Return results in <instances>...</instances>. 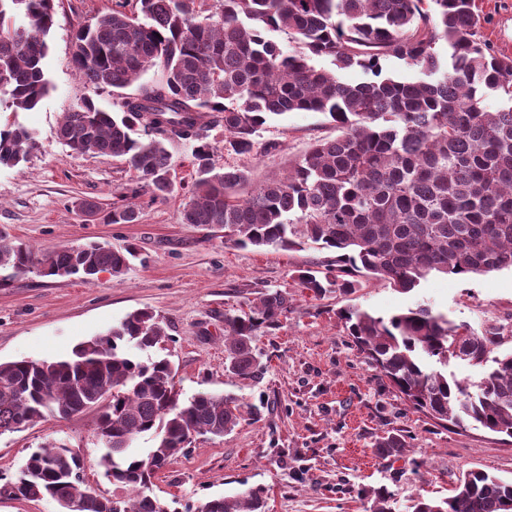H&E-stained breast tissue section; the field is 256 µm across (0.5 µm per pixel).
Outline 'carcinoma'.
<instances>
[{
    "mask_svg": "<svg viewBox=\"0 0 512 512\" xmlns=\"http://www.w3.org/2000/svg\"><path fill=\"white\" fill-rule=\"evenodd\" d=\"M133 2L132 14L114 9L79 27L73 45L79 75L118 93V110L85 99L58 129L74 152L119 158L143 180L113 204L111 223L135 222L143 194L152 202L172 194L166 143L185 140L195 170L182 223L222 227L243 247L335 253L325 271L299 273L317 296L352 290L357 273L407 293L432 274L512 270V56L480 39L475 0H220L215 17L204 14V0ZM55 15V0H0V82L14 112L36 108L52 89L45 59ZM276 31L288 34L291 50L268 37ZM319 57L371 79L346 83L316 67ZM392 59L416 75L387 73ZM151 67L159 77L141 82ZM491 93L501 101L493 112L484 104ZM289 112H320L341 134L315 141L287 175L240 196L249 171L215 166L208 129L224 128L225 149L250 156L258 131ZM138 127L147 139L134 137ZM36 148L25 127L0 129V167L18 166ZM136 257L132 247L100 243L37 251L0 232V269L19 275L120 277ZM289 307L288 293L276 290L250 302L248 313L224 316L226 372L260 371L255 333ZM340 315L359 353L415 410L445 428L512 438V351L499 353L512 324L488 321L459 337L457 325L422 304L387 318L356 308ZM165 337L151 312L136 310L68 359L0 363V436L93 408L103 475L129 495L91 491L80 457L60 440L32 452L5 491L59 504L78 499L81 512H177L152 494V479L190 436L222 437L242 411L235 398L209 391L181 399L168 359L134 354ZM451 360L481 368L479 381L457 379ZM149 432L156 444L147 457L132 453ZM377 447L398 454L407 445L389 435ZM266 499L264 488L249 487L185 512H266ZM370 501L368 512H398L384 488ZM404 512H512V480L470 470L448 497H412Z\"/></svg>",
    "mask_w": 512,
    "mask_h": 512,
    "instance_id": "cac0c4a2",
    "label": "carcinoma"
}]
</instances>
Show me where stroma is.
Segmentation results:
<instances>
[{"instance_id":"35a3bbf8","label":"stroma","mask_w":512,"mask_h":512,"mask_svg":"<svg viewBox=\"0 0 512 512\" xmlns=\"http://www.w3.org/2000/svg\"><path fill=\"white\" fill-rule=\"evenodd\" d=\"M119 5L57 0L45 60L50 94L30 111L0 110L1 125H22L38 141L26 162L0 167V230L39 250L97 241L116 249L134 246L139 258L120 277L103 271L87 281L34 272L0 282V363L70 356L78 343L128 313L152 311L167 333L156 354L174 364L183 397L230 393L243 407L232 431L220 438L194 436L158 473L152 492L167 501L192 503L261 485L268 491V512H365L373 489H387L403 503L418 494L450 495L469 469L511 478L512 438L484 429H445L415 411L359 354L339 312L358 307L386 317L425 304L475 328L488 320L512 323V271L434 275L408 293L360 274L351 292L315 296L300 286L298 272L331 259V252L243 248L225 240L223 230L182 223L194 179L192 147L183 141L166 144L173 194L162 202L141 196L134 223L108 222L119 194L137 184L136 173L120 159L73 152L59 141L57 128L64 112L84 98L112 108L111 90L94 89L76 72L73 34L77 25ZM478 6L485 17L482 38L512 55V0H478ZM336 134L321 113L291 112L264 125L260 148L248 157L224 150L223 129L211 130L209 139L217 148L216 166L247 168L254 187L286 174L312 142ZM84 200L99 203L96 216H83L78 204ZM275 290L288 293L291 306L253 341L262 375L228 376L225 316ZM95 428L96 414L88 410L0 436V479H12L31 451L56 438L83 458L92 490L115 495L98 465ZM391 434L405 438V452L378 451L379 438Z\"/></svg>"}]
</instances>
